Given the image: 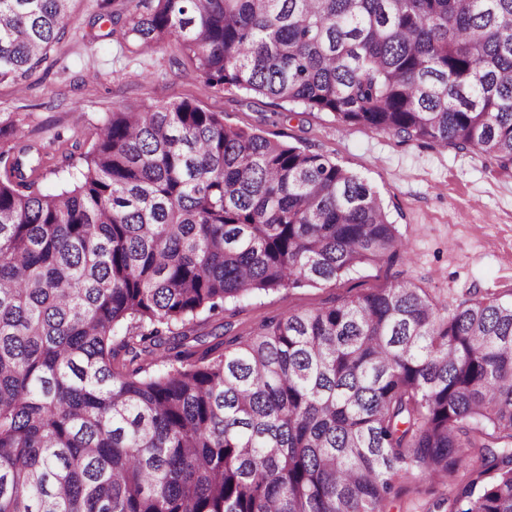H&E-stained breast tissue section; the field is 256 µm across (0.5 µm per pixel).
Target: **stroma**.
<instances>
[{
	"mask_svg": "<svg viewBox=\"0 0 512 512\" xmlns=\"http://www.w3.org/2000/svg\"><path fill=\"white\" fill-rule=\"evenodd\" d=\"M116 0H75L63 33L21 85L0 83V145L27 146L40 190L59 188L96 139L107 113L126 103L182 99L220 112L226 123L256 129L328 155L381 196L405 238L410 264L368 265L318 287L285 288L200 314L185 351L196 360L208 347L246 336L263 321L312 309L406 279L451 299L470 291L512 300V174L452 148L403 144L386 134L338 123L330 112L242 92L205 88L189 69L173 66L172 45L129 53L108 16ZM453 482L404 480L384 512H430Z\"/></svg>",
	"mask_w": 512,
	"mask_h": 512,
	"instance_id": "1",
	"label": "stroma"
}]
</instances>
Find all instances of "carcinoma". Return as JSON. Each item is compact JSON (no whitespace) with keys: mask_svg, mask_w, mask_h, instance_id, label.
I'll use <instances>...</instances> for the list:
<instances>
[{"mask_svg":"<svg viewBox=\"0 0 512 512\" xmlns=\"http://www.w3.org/2000/svg\"><path fill=\"white\" fill-rule=\"evenodd\" d=\"M70 2L0 0V83ZM125 2L112 33L174 42L206 87L512 172V0ZM72 179L37 190L0 150V512H382L398 478L448 475V512H512V301L397 279L193 362L199 337L164 338L402 262L369 183L188 99L110 112Z\"/></svg>","mask_w":512,"mask_h":512,"instance_id":"carcinoma-1","label":"carcinoma"}]
</instances>
